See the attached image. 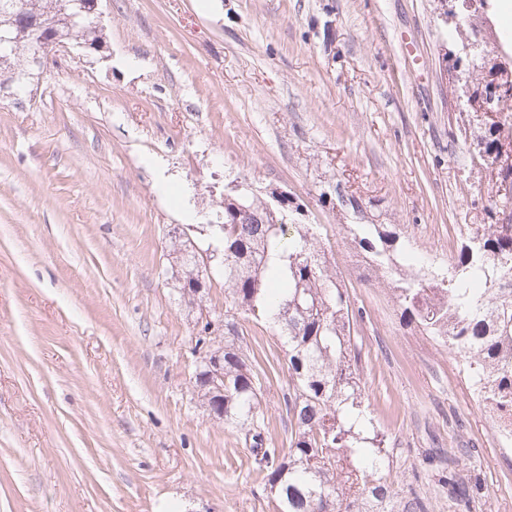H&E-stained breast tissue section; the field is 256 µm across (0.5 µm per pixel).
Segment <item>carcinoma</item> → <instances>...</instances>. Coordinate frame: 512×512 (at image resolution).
<instances>
[{
    "instance_id": "cac0c4a2",
    "label": "carcinoma",
    "mask_w": 512,
    "mask_h": 512,
    "mask_svg": "<svg viewBox=\"0 0 512 512\" xmlns=\"http://www.w3.org/2000/svg\"><path fill=\"white\" fill-rule=\"evenodd\" d=\"M70 0H0V13L45 20L60 17ZM505 224H484L462 244L446 268H429L398 245L389 224H348L352 240L372 266L385 273L410 270L392 280L403 318L443 342L462 362L473 395L501 420L500 436L512 443V194L499 195ZM236 194L224 198L215 236L198 253L185 250L183 272L224 270V422L248 426L249 454L264 485L276 489L279 512H317L323 500L332 512H385L391 484L379 475L386 449L374 426L358 373L360 354L348 291L329 273L325 254L306 224H242ZM280 329L288 346L291 424L288 451L266 446L261 409L264 384L278 375L279 360L261 345L249 354L235 345L242 317ZM194 385L207 405L206 368ZM448 497L470 509V485L456 473L443 479Z\"/></svg>"
}]
</instances>
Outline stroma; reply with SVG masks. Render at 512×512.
<instances>
[{
	"label": "stroma",
	"instance_id": "stroma-1",
	"mask_svg": "<svg viewBox=\"0 0 512 512\" xmlns=\"http://www.w3.org/2000/svg\"><path fill=\"white\" fill-rule=\"evenodd\" d=\"M104 54H60L33 99L0 101V512H278L244 432L194 387L200 305L176 255L206 248L251 184L312 225L362 311L360 379L400 512L453 453L472 512H512V447L447 347L407 325L344 230L391 224L444 266L495 223L497 168L444 0H103ZM288 367L265 385L287 449Z\"/></svg>",
	"mask_w": 512,
	"mask_h": 512
}]
</instances>
